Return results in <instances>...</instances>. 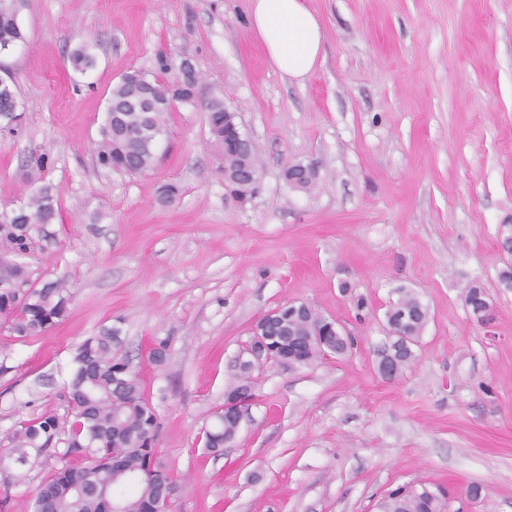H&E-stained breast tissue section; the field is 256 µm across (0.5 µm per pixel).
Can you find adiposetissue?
Here are the masks:
<instances>
[{"mask_svg": "<svg viewBox=\"0 0 512 512\" xmlns=\"http://www.w3.org/2000/svg\"><path fill=\"white\" fill-rule=\"evenodd\" d=\"M248 16L274 66L294 79L314 69L323 32L304 0H249Z\"/></svg>", "mask_w": 512, "mask_h": 512, "instance_id": "1", "label": "adipose tissue"}]
</instances>
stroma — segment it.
Wrapping results in <instances>:
<instances>
[{"instance_id":"35a3bbf8","label":"stroma","mask_w":512,"mask_h":512,"mask_svg":"<svg viewBox=\"0 0 512 512\" xmlns=\"http://www.w3.org/2000/svg\"><path fill=\"white\" fill-rule=\"evenodd\" d=\"M324 31L297 80L268 60L248 0H18L24 43L0 54L17 118L0 119V213L49 187L59 216L16 261L34 286L64 280L66 316L21 338L0 327V502L31 512L60 454L18 478L21 421L67 414L77 346L102 326L142 375L156 448L178 481L169 512H378L427 480L454 512H512V0H305ZM87 46L95 65L68 57ZM191 58L198 104L167 115L156 165L95 163L113 86ZM223 99L260 162L246 200L224 186L202 104ZM48 155L44 171L23 162ZM312 169L309 188L286 169ZM179 188L161 202L160 188ZM484 287V327L464 303ZM428 310L412 362L377 370L402 292ZM304 302L353 348L302 367L267 362L223 455L204 448L256 320ZM165 342L162 364L147 350ZM480 499L467 497L471 484Z\"/></svg>"}]
</instances>
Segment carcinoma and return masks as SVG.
Here are the masks:
<instances>
[{"label": "carcinoma", "mask_w": 512, "mask_h": 512, "mask_svg": "<svg viewBox=\"0 0 512 512\" xmlns=\"http://www.w3.org/2000/svg\"><path fill=\"white\" fill-rule=\"evenodd\" d=\"M16 0H0V48L24 40L17 22ZM71 66L80 72L93 68L91 51L80 46L70 55ZM159 76L149 78L139 71L124 75L111 90L104 123L96 148L97 163L131 174L153 168L156 151L153 137L165 134V114L177 103L193 104L197 99L198 77L179 75L177 64L164 52L156 57ZM17 97L11 79L0 78V117L16 118ZM209 131L219 149L222 171L239 178L236 192H250L259 179V163L253 149L234 136L228 113L218 97L205 103ZM58 213L48 187L29 202L0 218V245L16 253L27 252L33 244L32 231L39 224L52 223ZM71 299L62 281L36 288L21 268L0 262V315L7 329L19 336H38L62 320ZM465 303L473 311L490 307L484 289L476 284L467 289ZM270 325V343L289 366H305L323 357L324 348L337 354L347 352L346 339L326 331V318L315 310L294 315L289 308ZM403 336L416 341L427 320V309L416 296L405 292L386 311ZM120 342L112 327L105 326L86 338L76 349L68 384L71 419L54 415L20 423L10 458L26 476L44 453L57 443L64 445L65 465L40 486L33 512H105L107 499L122 501L127 512H154L171 476L161 463L155 442L159 417L142 376L129 367V360L114 350ZM237 422L214 416L206 432L205 447L215 455L224 452V440L235 436ZM135 473L139 481L133 492L113 478L114 472ZM447 492L439 485L418 482L388 492L379 502V512H446Z\"/></svg>", "instance_id": "cac0c4a2"}]
</instances>
